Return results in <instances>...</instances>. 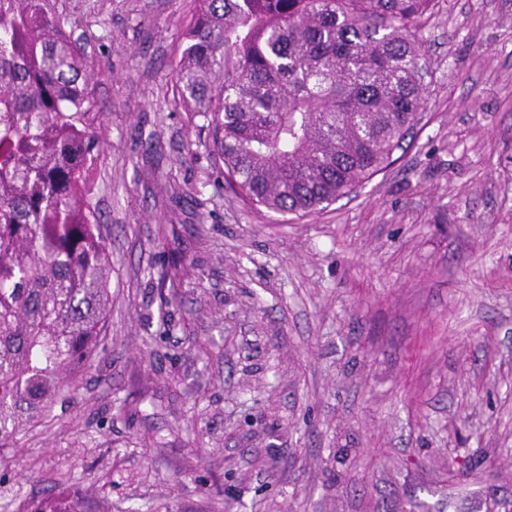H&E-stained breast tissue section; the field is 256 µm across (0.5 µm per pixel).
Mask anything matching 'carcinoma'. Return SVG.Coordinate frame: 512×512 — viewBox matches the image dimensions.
<instances>
[{
  "instance_id": "cac0c4a2",
  "label": "carcinoma",
  "mask_w": 512,
  "mask_h": 512,
  "mask_svg": "<svg viewBox=\"0 0 512 512\" xmlns=\"http://www.w3.org/2000/svg\"><path fill=\"white\" fill-rule=\"evenodd\" d=\"M175 107L225 185L309 215L386 169L426 95L417 35L438 0H195ZM60 0H0V457L99 353L112 261L90 174L98 83ZM16 512H84L70 493Z\"/></svg>"
}]
</instances>
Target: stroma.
<instances>
[{
	"instance_id": "obj_1",
	"label": "stroma",
	"mask_w": 512,
	"mask_h": 512,
	"mask_svg": "<svg viewBox=\"0 0 512 512\" xmlns=\"http://www.w3.org/2000/svg\"><path fill=\"white\" fill-rule=\"evenodd\" d=\"M61 3L112 68L93 174L112 308L70 399L0 458V512L63 477L89 512H501L512 0H439L411 136L304 217L225 192L174 107L192 0Z\"/></svg>"
}]
</instances>
